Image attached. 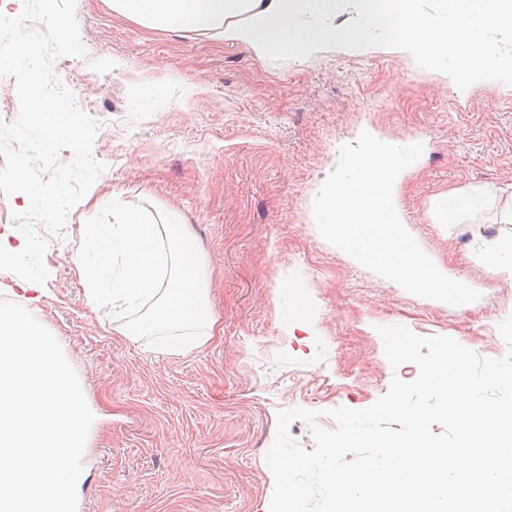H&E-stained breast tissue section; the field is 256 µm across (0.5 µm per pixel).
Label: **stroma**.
<instances>
[{"label": "stroma", "instance_id": "35a3bbf8", "mask_svg": "<svg viewBox=\"0 0 512 512\" xmlns=\"http://www.w3.org/2000/svg\"><path fill=\"white\" fill-rule=\"evenodd\" d=\"M85 53L54 62L60 83L98 123L105 166L92 202L67 215L44 254L36 319L57 337L95 420L77 512H268L266 453L277 413L364 409L393 379L379 330L402 325L503 358L512 278L482 261L512 237V77L458 82L382 40L304 62L271 63L246 48L147 29L107 0H76ZM155 87L145 97L147 87ZM417 138L424 152L395 190L407 231L440 272L477 290L451 306L415 296L327 242L313 202L342 145L361 131ZM491 186L496 197L458 224L434 223V196ZM164 207L196 236L223 336L186 355L112 331V309L88 306L75 274L82 216L113 206ZM309 297L303 327L286 318L282 283Z\"/></svg>", "mask_w": 512, "mask_h": 512}]
</instances>
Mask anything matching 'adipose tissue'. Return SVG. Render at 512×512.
<instances>
[{"mask_svg": "<svg viewBox=\"0 0 512 512\" xmlns=\"http://www.w3.org/2000/svg\"><path fill=\"white\" fill-rule=\"evenodd\" d=\"M114 13L150 29L207 35L262 59H306L335 45L391 39L422 66L467 63L481 75L512 66V0H109ZM354 19L339 27L338 15ZM77 274L89 304L111 306L120 334L151 337L155 351L183 355L219 329L203 252L187 225L163 210L122 209L109 224L84 221Z\"/></svg>", "mask_w": 512, "mask_h": 512, "instance_id": "adipose-tissue-1", "label": "adipose tissue"}]
</instances>
